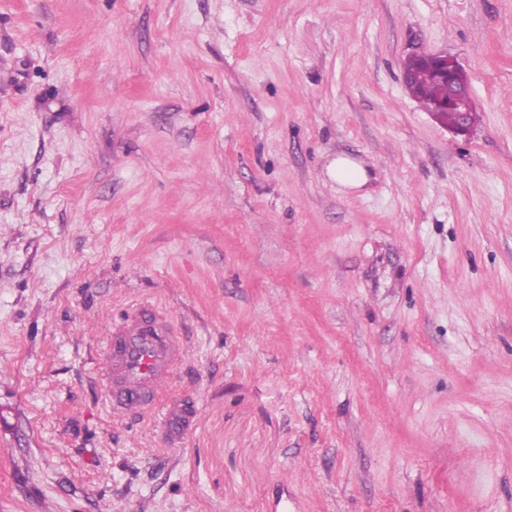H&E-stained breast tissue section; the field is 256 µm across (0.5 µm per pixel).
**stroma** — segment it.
<instances>
[{
    "instance_id": "35a3bbf8",
    "label": "stroma",
    "mask_w": 512,
    "mask_h": 512,
    "mask_svg": "<svg viewBox=\"0 0 512 512\" xmlns=\"http://www.w3.org/2000/svg\"><path fill=\"white\" fill-rule=\"evenodd\" d=\"M417 51L465 68L468 135ZM142 297L187 340L175 444L105 400ZM284 492L512 512V0H0V512ZM426 54H413L408 57L404 65V84L410 91L411 77L405 73H415L416 87L414 98L420 103L425 111H429L433 105L447 95L446 88L437 80L435 75L428 69L419 66L420 59ZM425 61L438 76L448 84V98L443 101L439 108L430 112L435 118L442 109H451L456 115L448 110V115H443L440 121H448L449 128L458 135H466L470 130L468 117L471 125L477 120V112L474 109V100L471 93L468 77L460 63L448 54H430L425 56ZM412 94V93H411ZM324 175L337 193L349 194L361 190L370 181V173L362 160L347 154H336L325 165Z\"/></svg>"
}]
</instances>
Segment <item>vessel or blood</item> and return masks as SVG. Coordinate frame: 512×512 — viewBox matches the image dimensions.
Segmentation results:
<instances>
[{
    "instance_id": "obj_1",
    "label": "vessel or blood",
    "mask_w": 512,
    "mask_h": 512,
    "mask_svg": "<svg viewBox=\"0 0 512 512\" xmlns=\"http://www.w3.org/2000/svg\"><path fill=\"white\" fill-rule=\"evenodd\" d=\"M185 343L168 314L147 301L114 320L103 350L106 394L113 412L136 416L155 409ZM188 419L184 401L170 402L162 420L170 441L179 440Z\"/></svg>"
}]
</instances>
